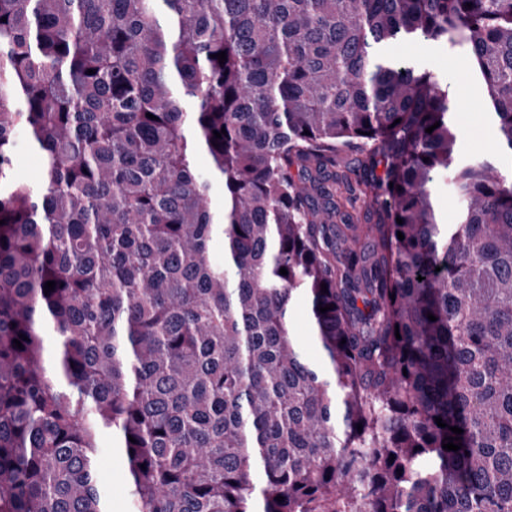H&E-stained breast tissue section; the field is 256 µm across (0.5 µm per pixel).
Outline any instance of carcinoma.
Returning a JSON list of instances; mask_svg holds the SVG:
<instances>
[{
  "label": "carcinoma",
  "mask_w": 512,
  "mask_h": 512,
  "mask_svg": "<svg viewBox=\"0 0 512 512\" xmlns=\"http://www.w3.org/2000/svg\"><path fill=\"white\" fill-rule=\"evenodd\" d=\"M2 17L0 512H108L106 433L133 512H512V167L462 157L438 76L381 52L468 50L512 157V0H0ZM20 130L34 183L12 176ZM350 148L345 190L374 193L362 236L332 223ZM437 207L444 221H448V224L455 222L458 211V201L456 197L448 191V180L439 181ZM291 320L294 326L295 334L298 337L301 348L307 359L314 364H319L322 359L321 351L315 343L309 338L310 325L308 321L307 309L304 303L298 302L292 309Z\"/></svg>",
  "instance_id": "cac0c4a2"
}]
</instances>
